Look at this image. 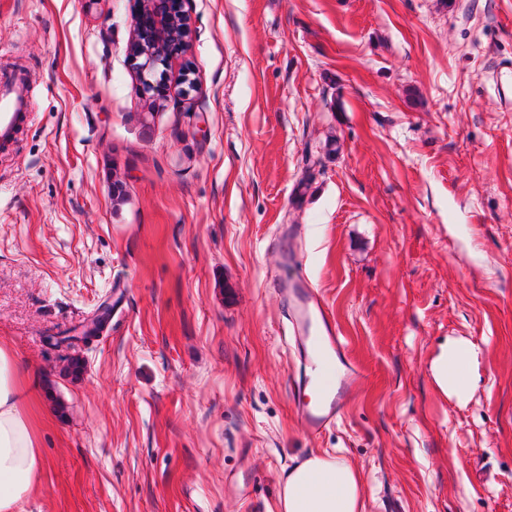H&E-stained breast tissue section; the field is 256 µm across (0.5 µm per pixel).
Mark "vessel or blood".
Returning a JSON list of instances; mask_svg holds the SVG:
<instances>
[{
    "label": "vessel or blood",
    "mask_w": 512,
    "mask_h": 512,
    "mask_svg": "<svg viewBox=\"0 0 512 512\" xmlns=\"http://www.w3.org/2000/svg\"><path fill=\"white\" fill-rule=\"evenodd\" d=\"M29 118L24 102L0 99L1 149L14 143ZM284 263L290 272L279 292L288 302L289 342L303 370L292 400L307 434L317 436L335 424L363 374L350 357L321 291L300 271L295 257L285 256Z\"/></svg>",
    "instance_id": "obj_1"
}]
</instances>
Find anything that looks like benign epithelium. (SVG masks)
I'll use <instances>...</instances> for the list:
<instances>
[{"label": "benign epithelium", "instance_id": "1", "mask_svg": "<svg viewBox=\"0 0 512 512\" xmlns=\"http://www.w3.org/2000/svg\"><path fill=\"white\" fill-rule=\"evenodd\" d=\"M154 8L142 12L133 27L136 40L131 59L140 90L148 95L157 83L153 77L158 68H167L182 53L189 33V22L182 7L184 0H149Z\"/></svg>", "mask_w": 512, "mask_h": 512}]
</instances>
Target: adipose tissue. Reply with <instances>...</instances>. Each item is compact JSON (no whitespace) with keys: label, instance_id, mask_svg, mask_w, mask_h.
<instances>
[{"label":"adipose tissue","instance_id":"ef3b65f1","mask_svg":"<svg viewBox=\"0 0 512 512\" xmlns=\"http://www.w3.org/2000/svg\"><path fill=\"white\" fill-rule=\"evenodd\" d=\"M38 402L17 357L0 347V512H20L45 469ZM273 512H364L359 474L343 454L314 453L285 475Z\"/></svg>","mask_w":512,"mask_h":512}]
</instances>
